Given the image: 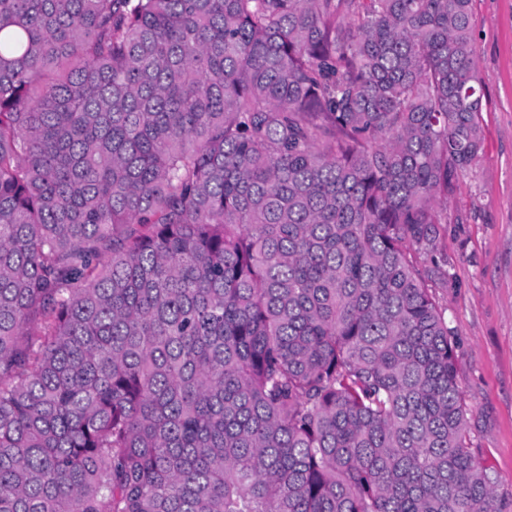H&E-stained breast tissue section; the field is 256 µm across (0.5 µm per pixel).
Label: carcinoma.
Segmentation results:
<instances>
[{
    "mask_svg": "<svg viewBox=\"0 0 512 512\" xmlns=\"http://www.w3.org/2000/svg\"><path fill=\"white\" fill-rule=\"evenodd\" d=\"M473 0H0V512H512L433 289Z\"/></svg>",
    "mask_w": 512,
    "mask_h": 512,
    "instance_id": "1",
    "label": "carcinoma"
}]
</instances>
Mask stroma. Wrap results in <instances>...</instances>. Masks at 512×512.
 I'll list each match as a JSON object with an SVG mask.
<instances>
[{"label": "stroma", "instance_id": "35a3bbf8", "mask_svg": "<svg viewBox=\"0 0 512 512\" xmlns=\"http://www.w3.org/2000/svg\"><path fill=\"white\" fill-rule=\"evenodd\" d=\"M483 152L448 201L447 309L469 436L512 499V0H474Z\"/></svg>", "mask_w": 512, "mask_h": 512}]
</instances>
